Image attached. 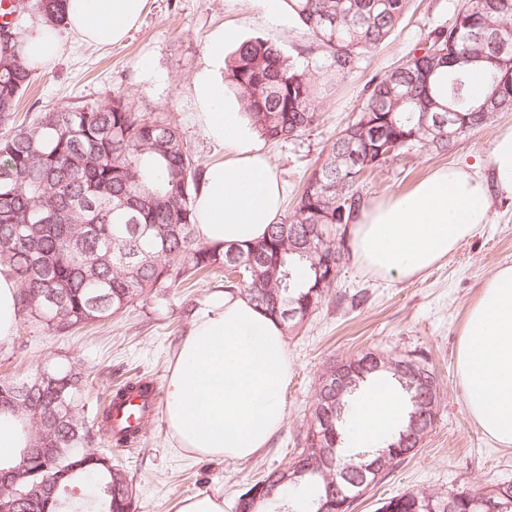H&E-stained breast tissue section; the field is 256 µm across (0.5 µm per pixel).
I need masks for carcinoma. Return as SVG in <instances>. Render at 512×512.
Masks as SVG:
<instances>
[{
  "mask_svg": "<svg viewBox=\"0 0 512 512\" xmlns=\"http://www.w3.org/2000/svg\"><path fill=\"white\" fill-rule=\"evenodd\" d=\"M64 0H28L46 33L62 27ZM410 0H286L296 19L325 50V75L344 78L363 51L383 43L401 23ZM512 26V0H468L451 24L436 27L428 46L416 45L398 68L372 79L361 110L324 149L291 214L247 246L208 244L195 231L194 203L204 182L201 167L178 129L160 114L136 109L116 92L74 106L49 109L17 122V107L39 66L21 52L23 32L0 26V263L20 283L19 311L56 334L118 312L153 289L178 286L199 273H224V288L240 291L291 332L325 301L334 280L318 250L345 249L348 226L363 206L362 175L394 154L444 151L448 127L429 132L423 115L459 114L462 135L512 108V44L501 52L494 33ZM481 69L488 91L471 97L470 70ZM224 79L265 141L288 140L315 122L314 102L328 82L301 69L262 37L242 41L226 62ZM372 126L363 128L364 116ZM320 225L314 247L294 244L306 227ZM243 275L242 279L234 273ZM297 311L293 320L282 312ZM380 364L350 368L336 390V364L318 384L312 419L300 433L291 461L267 471L238 499L236 512H292L291 489L313 488L309 512H350L336 485L361 478L379 464L372 486L413 457L423 433L420 417L439 411L417 376L399 369L405 355L372 345ZM44 376L0 380V410L24 423L37 457L0 464V503L10 512H135L136 490L112 457L89 447L90 430L115 447H132L138 432L112 426V408L127 395H145L150 383L134 375L118 384L106 405L84 399L86 379L71 366L50 362ZM399 389L407 415L376 450L351 451L349 429L365 387ZM331 413L328 425L322 424ZM378 512H512V483L477 492H403Z\"/></svg>",
  "mask_w": 512,
  "mask_h": 512,
  "instance_id": "carcinoma-1",
  "label": "carcinoma"
}]
</instances>
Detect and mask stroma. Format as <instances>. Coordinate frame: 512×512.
I'll list each match as a JSON object with an SVG mask.
<instances>
[{"label": "stroma", "mask_w": 512, "mask_h": 512, "mask_svg": "<svg viewBox=\"0 0 512 512\" xmlns=\"http://www.w3.org/2000/svg\"><path fill=\"white\" fill-rule=\"evenodd\" d=\"M460 0H411L401 25L382 44L361 55L358 69L337 79L330 94L314 103L310 130L264 148L285 183V210L320 162L324 147L358 115L368 81L401 65L436 26L451 23ZM235 26L241 38L261 36L279 44L306 70L318 71L323 50L292 17L275 26L252 0H148L146 13L125 42L108 48L88 46L67 28L57 38L61 53L43 66L22 98L19 115H37L83 99L120 91L139 111L162 112L178 128L201 166L222 159L194 119L188 88L211 32ZM512 125V110L458 139L448 150H422L390 158L366 172L359 184L365 202L411 188L435 168L484 159L497 131ZM512 264V198L494 199L489 219L448 257L413 277L382 278L345 256L323 305L287 333L291 376L284 392L287 417L267 448L245 461L197 457L176 448L163 409L142 428L135 448L113 452L137 491L138 512H176L179 501L197 493L224 499V512L264 471L286 466L299 433L310 422L319 379L329 363L358 354L374 343L398 352L425 349L440 382V411L434 430L416 455L378 484L355 512H376L381 499L403 491L445 492L512 483V447L487 438L469 416L456 376L458 332L484 281L498 266ZM368 290L370 299L350 309L348 295ZM224 293L215 273L192 287L152 291L103 321L69 335H57L20 316L13 336L0 342V380L22 382L47 361L57 360L93 372L91 400H105L113 385L137 373L165 387L175 356L195 317Z\"/></svg>", "instance_id": "35a3bbf8"}]
</instances>
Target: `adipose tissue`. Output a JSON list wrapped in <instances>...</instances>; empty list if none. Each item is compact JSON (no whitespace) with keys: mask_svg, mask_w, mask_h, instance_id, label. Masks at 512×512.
I'll return each mask as SVG.
<instances>
[{"mask_svg":"<svg viewBox=\"0 0 512 512\" xmlns=\"http://www.w3.org/2000/svg\"><path fill=\"white\" fill-rule=\"evenodd\" d=\"M146 6L67 0L65 24L86 44L109 47L128 37ZM238 40L232 29L213 32L190 85L199 126L224 148L194 204L195 230L206 243L254 242L282 212L279 173L219 75L225 45ZM496 197L512 198V126L496 134L484 170L438 168L412 189L363 206L351 230L354 258L381 277L416 276L486 224ZM456 373L472 420L498 445L512 447V264L498 267L469 306ZM289 374L282 325L244 296L225 295L196 318L166 381L164 415L177 447L230 461L252 457L285 422ZM403 410L397 394L368 391L351 424L355 449H371Z\"/></svg>","mask_w":512,"mask_h":512,"instance_id":"adipose-tissue-1","label":"adipose tissue"}]
</instances>
